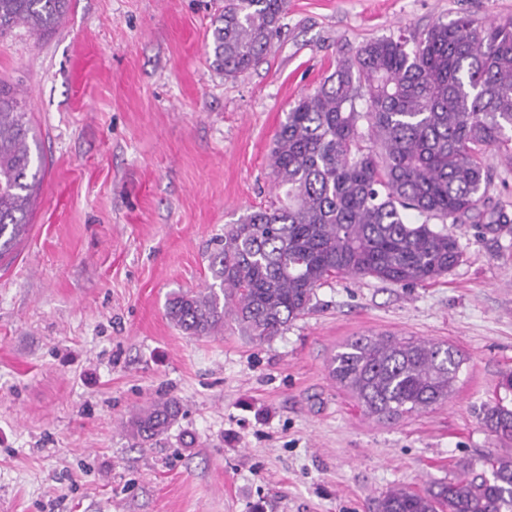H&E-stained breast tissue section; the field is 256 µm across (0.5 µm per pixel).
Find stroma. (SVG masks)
I'll return each instance as SVG.
<instances>
[{"mask_svg":"<svg viewBox=\"0 0 512 512\" xmlns=\"http://www.w3.org/2000/svg\"><path fill=\"white\" fill-rule=\"evenodd\" d=\"M222 0H70L62 23L0 37L44 159L27 233L0 259V512H375L459 466L490 475L512 439L480 422L512 372V221L452 224L462 263L407 288L340 276L271 341L183 334L172 293L213 281L215 239L276 199L273 136L340 55L512 0H288L269 51L213 64ZM489 208L512 218L494 150ZM443 341L465 359L448 401L364 415L329 364L362 335ZM184 415L157 445L124 424L147 402Z\"/></svg>","mask_w":512,"mask_h":512,"instance_id":"35a3bbf8","label":"stroma"}]
</instances>
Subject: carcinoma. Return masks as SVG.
<instances>
[{
  "label": "carcinoma",
  "instance_id": "carcinoma-1",
  "mask_svg": "<svg viewBox=\"0 0 512 512\" xmlns=\"http://www.w3.org/2000/svg\"><path fill=\"white\" fill-rule=\"evenodd\" d=\"M67 4L0 0V35L20 24L52 30ZM287 8L288 0H224L210 42L224 78L268 51ZM30 134L16 93L0 87V259L27 232L40 183L43 158ZM492 148L512 164V19L461 16L411 42L363 43L285 113L270 154L279 204L248 211L216 238L214 283L173 294L167 317L196 337L223 330L229 317L263 343L302 316L330 278L438 280L463 258L447 225L512 222L485 207ZM462 364L448 343L375 334L345 344L331 375L365 414L391 421L447 401ZM181 414L177 399H154L127 428L152 440ZM481 423L510 438L512 408L488 407ZM378 512H512V458L495 461L489 478L464 473L423 492L392 488Z\"/></svg>",
  "mask_w": 512,
  "mask_h": 512
}]
</instances>
